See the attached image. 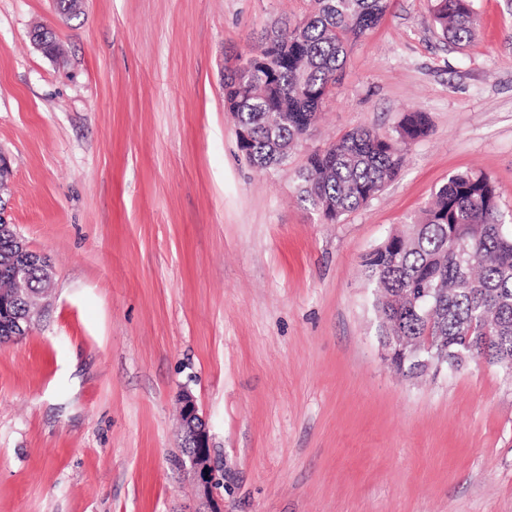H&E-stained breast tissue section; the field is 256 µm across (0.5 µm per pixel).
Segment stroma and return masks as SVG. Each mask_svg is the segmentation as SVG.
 Here are the masks:
<instances>
[{
	"mask_svg": "<svg viewBox=\"0 0 512 512\" xmlns=\"http://www.w3.org/2000/svg\"><path fill=\"white\" fill-rule=\"evenodd\" d=\"M309 6L85 0L67 21L0 0V201L53 269L30 333L0 344V512H201L185 390L225 512H512V378L394 371L360 273L455 172L491 177L512 216V0H474L462 48L431 0H391L314 135L261 171L223 71ZM416 110L430 132L375 198L336 223L299 202L313 149ZM179 404L183 440H189L191 448H194L185 456L183 463H189L196 492L209 505L210 510L207 512H224V498L218 494V489L224 485V474L212 460L208 423L200 415L196 400L190 392L183 391L179 395Z\"/></svg>",
	"mask_w": 512,
	"mask_h": 512,
	"instance_id": "1",
	"label": "stroma"
}]
</instances>
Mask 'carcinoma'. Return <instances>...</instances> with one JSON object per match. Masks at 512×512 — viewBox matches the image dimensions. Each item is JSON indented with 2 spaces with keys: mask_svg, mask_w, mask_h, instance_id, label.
I'll return each mask as SVG.
<instances>
[{
  "mask_svg": "<svg viewBox=\"0 0 512 512\" xmlns=\"http://www.w3.org/2000/svg\"><path fill=\"white\" fill-rule=\"evenodd\" d=\"M388 0H312L295 28L282 27L250 55L258 63L224 74V101L236 126L249 130V161L283 164L308 138L338 80L349 43L374 27ZM432 24L457 45L475 32L473 0H432ZM423 112L405 115L395 134L359 127L312 152L299 172L300 201L324 220L341 217L375 198L400 168L401 152L424 138ZM14 252L0 236V282ZM377 289L379 337L401 336L405 356L396 368L422 375L436 355L462 368L474 358L512 377V225L506 223L494 182L460 171L434 192L422 217L406 233L390 235L361 261Z\"/></svg>",
  "mask_w": 512,
  "mask_h": 512,
  "instance_id": "obj_1",
  "label": "carcinoma"
}]
</instances>
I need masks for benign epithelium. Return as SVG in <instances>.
Here are the masks:
<instances>
[{"label": "benign epithelium", "instance_id": "obj_1", "mask_svg": "<svg viewBox=\"0 0 512 512\" xmlns=\"http://www.w3.org/2000/svg\"><path fill=\"white\" fill-rule=\"evenodd\" d=\"M52 29L42 27L30 35L34 46L43 54L50 56L55 50L49 47ZM11 237L18 245V251L10 261L13 288L0 289V306L7 309L13 303L22 301L28 310L25 317L6 314L8 328L19 336L28 334V328L33 314L38 307L40 294L31 293L26 288L27 280L32 269L38 268L43 280L49 279L51 266L47 257L34 252L23 242L14 230V225L0 218V235ZM180 412L183 423L184 439L192 444L193 451L186 456L190 470L193 473L195 488L198 496L204 498L209 505V512H224V498L218 494V489L224 485V474L212 460L209 427L200 415L194 396L184 391L179 395Z\"/></svg>", "mask_w": 512, "mask_h": 512}]
</instances>
